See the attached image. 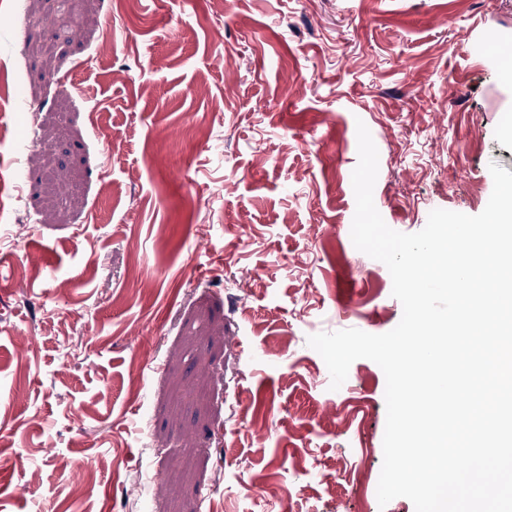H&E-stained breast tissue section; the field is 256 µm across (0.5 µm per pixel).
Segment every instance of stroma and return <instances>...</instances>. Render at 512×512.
<instances>
[{
	"label": "stroma",
	"instance_id": "35a3bbf8",
	"mask_svg": "<svg viewBox=\"0 0 512 512\" xmlns=\"http://www.w3.org/2000/svg\"><path fill=\"white\" fill-rule=\"evenodd\" d=\"M502 42L512 0H0V512H415L382 369L307 339L402 317L358 123L402 233L512 172Z\"/></svg>",
	"mask_w": 512,
	"mask_h": 512
}]
</instances>
